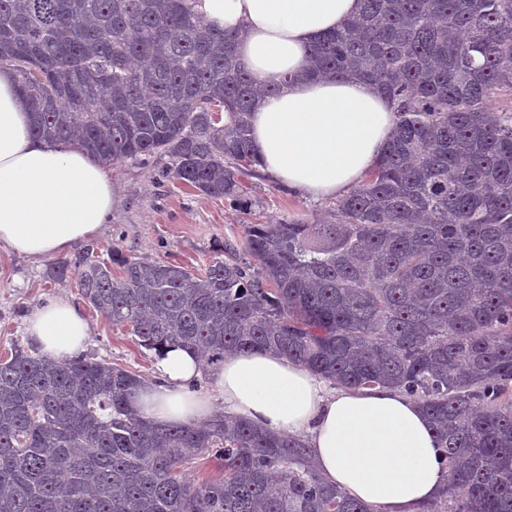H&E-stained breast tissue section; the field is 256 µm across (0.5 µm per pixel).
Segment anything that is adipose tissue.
<instances>
[{
	"mask_svg": "<svg viewBox=\"0 0 512 512\" xmlns=\"http://www.w3.org/2000/svg\"><path fill=\"white\" fill-rule=\"evenodd\" d=\"M207 23L239 33L241 67L270 87L252 114L260 169L288 188L332 196L359 184L394 126L391 102L358 79L305 75L310 47L358 13L360 0H190ZM107 167L74 146L30 132L14 75L0 70V247L36 261L97 236L112 212ZM90 325L65 299L36 307L27 334L41 355L64 362L85 349ZM159 380L133 399L159 424L196 426L215 405L273 433L304 439L320 477L373 512H427L447 471L430 423L394 389L329 388L299 363L245 351L203 368L182 347L155 357ZM209 375L207 392L196 391Z\"/></svg>",
	"mask_w": 512,
	"mask_h": 512,
	"instance_id": "ef3b65f1",
	"label": "adipose tissue"
}]
</instances>
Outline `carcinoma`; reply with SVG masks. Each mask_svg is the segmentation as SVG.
Masks as SVG:
<instances>
[{
  "mask_svg": "<svg viewBox=\"0 0 512 512\" xmlns=\"http://www.w3.org/2000/svg\"><path fill=\"white\" fill-rule=\"evenodd\" d=\"M312 45L311 77L357 76L395 127L338 220L249 224L201 272L86 245L50 268L157 353L204 365L272 350L333 383L418 400L449 479L441 512H512V0H360ZM236 36L189 0H0V68L32 135L235 201L258 162V85ZM232 111L224 113V106ZM248 254L257 266L248 265ZM148 382L13 346L0 360V512H372L319 476L307 443L214 415L159 426ZM220 475L198 481L196 460Z\"/></svg>",
  "mask_w": 512,
  "mask_h": 512,
  "instance_id": "carcinoma-1",
  "label": "carcinoma"
}]
</instances>
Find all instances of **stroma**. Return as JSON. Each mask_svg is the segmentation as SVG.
<instances>
[{"mask_svg":"<svg viewBox=\"0 0 512 512\" xmlns=\"http://www.w3.org/2000/svg\"><path fill=\"white\" fill-rule=\"evenodd\" d=\"M169 164V158L152 157L111 165L116 202L95 239L101 249L200 268L218 256L225 238L243 236L246 225L336 219L335 197L300 193L257 169L243 176L244 194L236 205L200 195L174 179L156 182L155 172ZM49 267V261L34 262L0 249V356L16 344L32 350L28 318L45 301L63 298L82 307L90 323L86 355L154 377L152 351L86 307L74 280H50Z\"/></svg>","mask_w":512,"mask_h":512,"instance_id":"stroma-1","label":"stroma"}]
</instances>
